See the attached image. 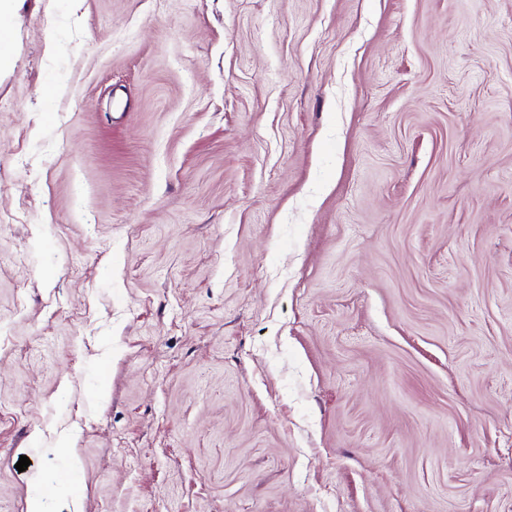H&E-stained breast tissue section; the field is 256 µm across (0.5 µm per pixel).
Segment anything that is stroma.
Returning <instances> with one entry per match:
<instances>
[{
  "mask_svg": "<svg viewBox=\"0 0 512 512\" xmlns=\"http://www.w3.org/2000/svg\"><path fill=\"white\" fill-rule=\"evenodd\" d=\"M13 29L0 512H512V0Z\"/></svg>",
  "mask_w": 512,
  "mask_h": 512,
  "instance_id": "stroma-1",
  "label": "stroma"
}]
</instances>
